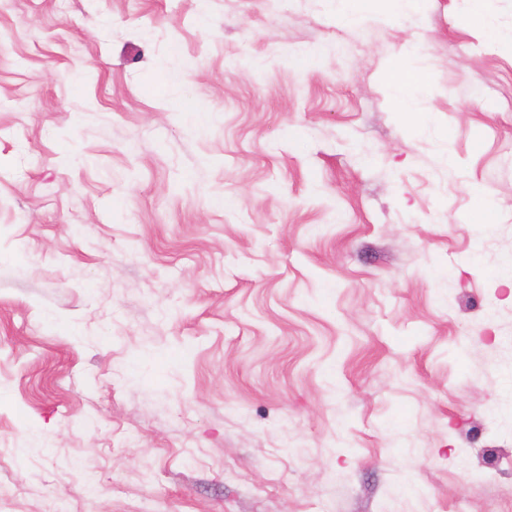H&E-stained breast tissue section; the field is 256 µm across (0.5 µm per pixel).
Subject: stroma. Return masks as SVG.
<instances>
[{
	"label": "stroma",
	"mask_w": 512,
	"mask_h": 512,
	"mask_svg": "<svg viewBox=\"0 0 512 512\" xmlns=\"http://www.w3.org/2000/svg\"><path fill=\"white\" fill-rule=\"evenodd\" d=\"M467 7L0 0V512H512V48ZM481 1L483 0H467L470 6L463 17V24L471 28L484 30L491 40L496 41L500 38V34L484 11ZM429 84V75L422 66L406 70H397L390 74L389 89L393 92L400 112L410 116L418 115L416 93L425 91Z\"/></svg>",
	"instance_id": "obj_1"
}]
</instances>
